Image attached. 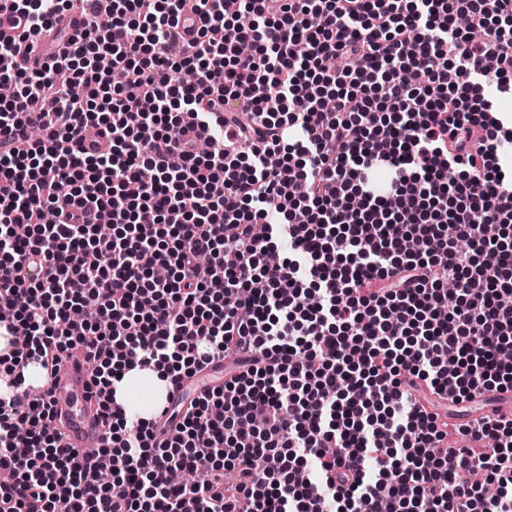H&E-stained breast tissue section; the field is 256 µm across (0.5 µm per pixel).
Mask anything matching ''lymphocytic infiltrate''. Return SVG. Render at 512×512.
<instances>
[{
  "mask_svg": "<svg viewBox=\"0 0 512 512\" xmlns=\"http://www.w3.org/2000/svg\"><path fill=\"white\" fill-rule=\"evenodd\" d=\"M83 2L10 8L36 35ZM108 13L35 72L0 44V131L25 133L0 142V327L26 338L0 370L14 389L0 466L15 475L0 512H512V420L461 425L466 446L447 451V421L405 389L413 377L455 403L512 389L498 151L512 128L483 95L489 81L512 93V0H110ZM184 17L195 38L179 37ZM217 115L230 140L185 144ZM91 122L109 141L77 154ZM283 234L293 254L270 264ZM484 250L499 263H479ZM33 256L41 279L19 278ZM233 343L236 375L173 410L165 444L117 405L124 371L161 367L175 384ZM65 358L102 398L107 445L79 455L58 444L50 391L24 387L29 365Z\"/></svg>",
  "mask_w": 512,
  "mask_h": 512,
  "instance_id": "f902f5d3",
  "label": "lymphocytic infiltrate"
}]
</instances>
